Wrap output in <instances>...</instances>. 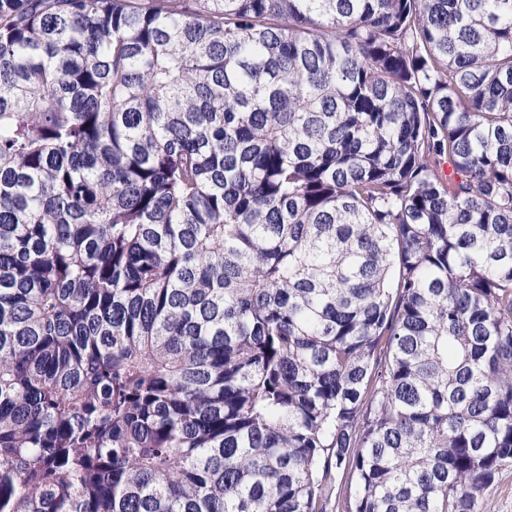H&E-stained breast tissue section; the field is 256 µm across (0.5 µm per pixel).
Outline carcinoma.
I'll return each mask as SVG.
<instances>
[{
	"label": "carcinoma",
	"mask_w": 512,
	"mask_h": 512,
	"mask_svg": "<svg viewBox=\"0 0 512 512\" xmlns=\"http://www.w3.org/2000/svg\"><path fill=\"white\" fill-rule=\"evenodd\" d=\"M509 463L512 0H0V512Z\"/></svg>",
	"instance_id": "carcinoma-1"
}]
</instances>
